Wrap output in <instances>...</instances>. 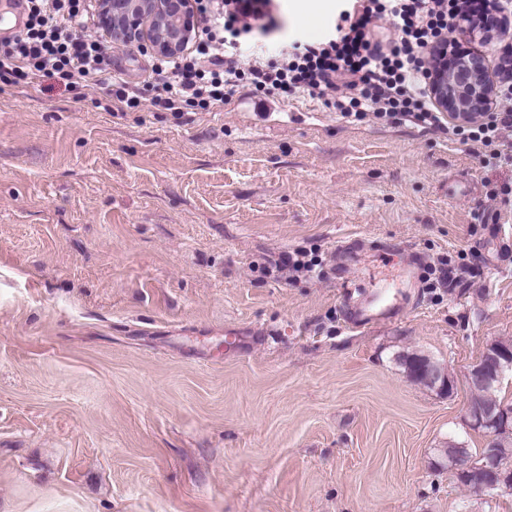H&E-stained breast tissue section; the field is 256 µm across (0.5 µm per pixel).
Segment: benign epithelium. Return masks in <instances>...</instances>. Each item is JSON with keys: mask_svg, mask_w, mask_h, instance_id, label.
<instances>
[{"mask_svg": "<svg viewBox=\"0 0 512 512\" xmlns=\"http://www.w3.org/2000/svg\"><path fill=\"white\" fill-rule=\"evenodd\" d=\"M100 26L112 38L115 49L135 46L156 56L176 55L198 29L189 10V0H99ZM500 31L469 17L461 20L459 36L437 45L429 57V88L436 105L455 119H476L496 108L497 83L490 78L485 57L468 47L470 42L493 39ZM436 385L452 390L455 381L441 363L427 366ZM512 377V347L490 343L481 358L465 375L468 390L487 384L501 385ZM463 421L473 431L483 432L489 441L484 453L472 457L463 448L451 461L453 478H470L479 495L511 491L512 476L501 474L497 443L512 431L509 401L486 407L468 400Z\"/></svg>", "mask_w": 512, "mask_h": 512, "instance_id": "7a95c632", "label": "benign epithelium"}]
</instances>
